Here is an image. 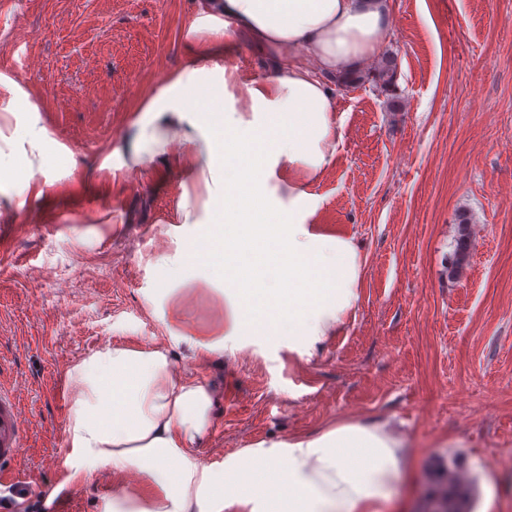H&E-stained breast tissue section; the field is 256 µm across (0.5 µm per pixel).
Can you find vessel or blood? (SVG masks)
Here are the masks:
<instances>
[{"label": "vessel or blood", "mask_w": 512, "mask_h": 512, "mask_svg": "<svg viewBox=\"0 0 512 512\" xmlns=\"http://www.w3.org/2000/svg\"><path fill=\"white\" fill-rule=\"evenodd\" d=\"M25 437L13 388L0 381V512H23L28 477L15 467Z\"/></svg>", "instance_id": "1"}]
</instances>
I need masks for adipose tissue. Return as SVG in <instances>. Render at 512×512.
Returning a JSON list of instances; mask_svg holds the SVG:
<instances>
[{"mask_svg":"<svg viewBox=\"0 0 512 512\" xmlns=\"http://www.w3.org/2000/svg\"><path fill=\"white\" fill-rule=\"evenodd\" d=\"M391 18V0H209L191 25L200 36L193 64L147 97L126 135L143 168L155 148L184 140L208 198L256 199L277 229V275L236 293L223 338L229 351L238 336L257 333L311 354L357 305L366 257L354 236L314 223L311 189L341 139L329 80L361 70ZM231 38L278 67L240 82L224 63ZM261 306L273 309L271 321L258 320ZM67 379L64 466L146 478L113 512H380L401 475L404 442L376 417L204 464L195 449L211 428L216 393L179 372L165 347L109 345Z\"/></svg>","mask_w":512,"mask_h":512,"instance_id":"ef3b65f1","label":"adipose tissue"}]
</instances>
